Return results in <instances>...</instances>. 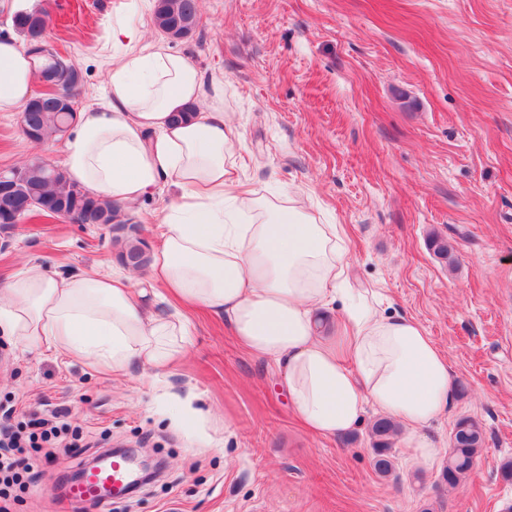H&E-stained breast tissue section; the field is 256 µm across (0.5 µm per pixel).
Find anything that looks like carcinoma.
I'll list each match as a JSON object with an SVG mask.
<instances>
[{
  "label": "carcinoma",
  "instance_id": "1",
  "mask_svg": "<svg viewBox=\"0 0 512 512\" xmlns=\"http://www.w3.org/2000/svg\"><path fill=\"white\" fill-rule=\"evenodd\" d=\"M198 12L199 0H156L153 22L165 37L181 40L195 31ZM38 13H45V9H25L13 21L15 30L28 46L37 41L43 30L42 24L35 18ZM41 58L42 64L38 70L41 77L57 65H62L54 90L30 99L25 105V122L33 138L45 144L62 136L75 121L74 98L81 84V74L73 63L51 46L41 54ZM20 171L22 178L16 192L17 201L23 203L31 198L36 205L33 210H22L18 218L26 217L35 210L69 220L74 218L80 224L119 223V203L93 197L78 188L66 187V175L62 169L53 171L52 176L48 177L36 170L33 164L27 163L20 167ZM427 244L437 258L448 261L453 250L448 240L431 235ZM120 256L123 262L134 268H140L148 261L142 244L136 239L128 240ZM396 434L397 426L385 417L376 419L369 429L375 469L383 476L389 475L393 469L392 444ZM483 444L481 425L469 417L459 419L452 431L448 465L442 472L443 482L450 486L457 485L475 466Z\"/></svg>",
  "mask_w": 512,
  "mask_h": 512
}]
</instances>
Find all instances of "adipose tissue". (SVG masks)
I'll return each instance as SVG.
<instances>
[{
    "instance_id": "adipose-tissue-1",
    "label": "adipose tissue",
    "mask_w": 512,
    "mask_h": 512,
    "mask_svg": "<svg viewBox=\"0 0 512 512\" xmlns=\"http://www.w3.org/2000/svg\"><path fill=\"white\" fill-rule=\"evenodd\" d=\"M139 10L140 0H120L108 20L107 102L80 113L65 140L69 185L131 206L172 184L155 283L223 315L239 344L282 374L312 433L358 428L371 404L401 424L415 459L433 462L440 449L426 429L453 404L445 354L420 323L351 287L342 225L322 223L299 192L240 189L241 137L223 82L205 80L184 52L144 43ZM37 65L15 35L0 34V114L23 111ZM187 109L191 117L173 121ZM337 305L343 319L322 335L315 312ZM0 334L116 375L168 369L192 336L181 314H148L130 277L61 276L37 264L0 284Z\"/></svg>"
}]
</instances>
